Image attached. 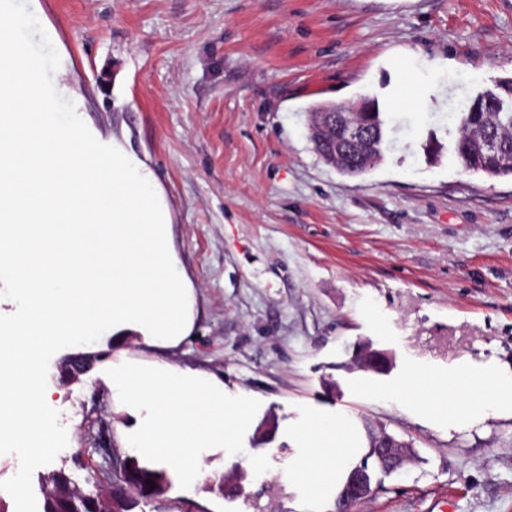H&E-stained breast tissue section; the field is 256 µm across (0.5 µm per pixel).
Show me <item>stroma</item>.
<instances>
[{
    "label": "stroma",
    "mask_w": 512,
    "mask_h": 512,
    "mask_svg": "<svg viewBox=\"0 0 512 512\" xmlns=\"http://www.w3.org/2000/svg\"><path fill=\"white\" fill-rule=\"evenodd\" d=\"M68 56L88 120L126 136L172 210L179 270L195 321L174 346L127 333L88 345L103 361L66 383L67 350L49 361L52 408L68 454L31 483L65 471L85 485L100 457L97 416L124 448L135 413L106 371L133 358L217 377L273 415L262 468L254 429L244 450L209 449L190 488L172 483L161 510L334 512L281 476L288 428L307 409L351 416L409 441L415 460L373 474L351 512H512V417L449 431L388 392L414 366L433 377L495 365L512 373V179L462 170L450 152L452 101L512 74V0H42ZM421 106L394 105L399 83ZM367 95L389 112L391 148L360 178L320 160L308 112ZM442 150L429 159L425 147ZM387 351L388 372L351 365L360 343ZM81 458H74V451ZM242 495L216 481L232 468Z\"/></svg>",
    "instance_id": "obj_1"
}]
</instances>
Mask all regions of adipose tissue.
<instances>
[{
	"label": "adipose tissue",
	"instance_id": "adipose-tissue-1",
	"mask_svg": "<svg viewBox=\"0 0 512 512\" xmlns=\"http://www.w3.org/2000/svg\"><path fill=\"white\" fill-rule=\"evenodd\" d=\"M390 394L452 427L479 415L512 416V375L503 376L491 367H464L423 386L403 383ZM291 433L299 452L287 481L304 487L314 498L328 487L343 486L350 462L366 445L352 418L318 410L304 412L292 424Z\"/></svg>",
	"mask_w": 512,
	"mask_h": 512
}]
</instances>
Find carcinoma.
Here are the masks:
<instances>
[{"label":"carcinoma","instance_id":"1","mask_svg":"<svg viewBox=\"0 0 512 512\" xmlns=\"http://www.w3.org/2000/svg\"><path fill=\"white\" fill-rule=\"evenodd\" d=\"M375 111L365 113V119L374 132V138L362 154L353 156V164H333L334 151L342 150L341 135H329L321 129L328 104H321L310 112L309 133L314 151L319 158L342 174L360 177L383 160L388 118L380 111L378 101L370 99ZM459 136L452 151L463 170L481 173L489 178H512V76L499 79L494 90H482L461 103L455 113ZM130 467L110 473L112 497L101 493L100 482L89 476V488L78 486L64 471L53 473L41 488L42 512H133L141 504L152 502L158 495L166 494L171 479L164 467L142 462L136 455L122 453ZM390 474L395 472L381 448H368L364 460L352 467L336 497L338 512H347L350 497L363 480L372 481L370 467ZM156 484L150 488L146 481Z\"/></svg>","mask_w":512,"mask_h":512}]
</instances>
